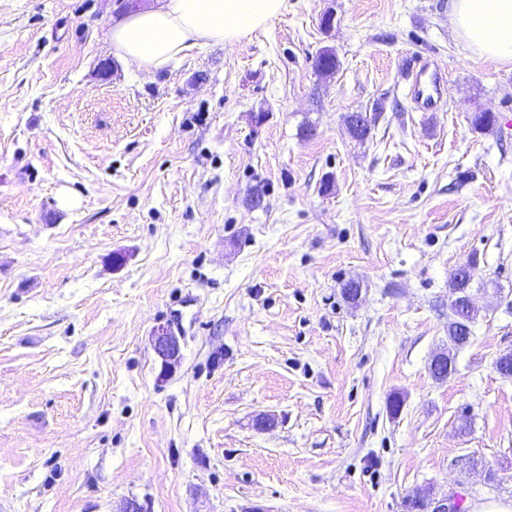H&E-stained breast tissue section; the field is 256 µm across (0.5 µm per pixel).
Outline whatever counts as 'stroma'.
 I'll use <instances>...</instances> for the list:
<instances>
[{"label":"stroma","mask_w":512,"mask_h":512,"mask_svg":"<svg viewBox=\"0 0 512 512\" xmlns=\"http://www.w3.org/2000/svg\"><path fill=\"white\" fill-rule=\"evenodd\" d=\"M152 3L0 0V512L512 500V64L475 56L448 0H288L137 70L110 32ZM422 59L435 112L403 80ZM352 112L377 116L365 141ZM451 316L448 315V340L452 345L457 346L462 341L463 330L461 328L463 321L474 322L476 313L475 309L464 306L453 307L451 306ZM460 347V346H457ZM153 337L154 350L162 362L168 365L179 358V341L170 330L164 327L158 328Z\"/></svg>","instance_id":"35a3bbf8"}]
</instances>
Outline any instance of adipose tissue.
<instances>
[{
	"label": "adipose tissue",
	"mask_w": 512,
	"mask_h": 512,
	"mask_svg": "<svg viewBox=\"0 0 512 512\" xmlns=\"http://www.w3.org/2000/svg\"><path fill=\"white\" fill-rule=\"evenodd\" d=\"M287 0H157L126 16L110 34L114 53L136 69L158 70L187 51L232 43L264 28ZM457 37L478 55L512 63V0H450Z\"/></svg>",
	"instance_id": "ef3b65f1"
}]
</instances>
